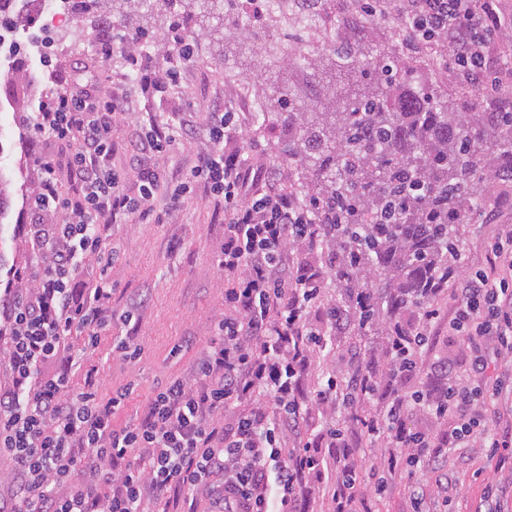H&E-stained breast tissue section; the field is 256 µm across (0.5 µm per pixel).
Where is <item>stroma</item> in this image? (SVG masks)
I'll return each mask as SVG.
<instances>
[{
    "instance_id": "1",
    "label": "stroma",
    "mask_w": 512,
    "mask_h": 512,
    "mask_svg": "<svg viewBox=\"0 0 512 512\" xmlns=\"http://www.w3.org/2000/svg\"><path fill=\"white\" fill-rule=\"evenodd\" d=\"M284 16L254 18L246 0H226L224 25L220 32L202 29L195 14L182 7L154 10L148 24L149 34L135 41L136 24L123 20L121 9H113L112 26L104 28L97 13L88 11L77 18L74 28L61 27L54 43V65L64 70L73 88L88 86L98 97H126L130 110L114 124L116 148L109 160L124 175L123 189L136 194L140 168L132 163L124 149L127 137L153 123L178 128L185 121L195 128L189 138H177L170 149L154 155L149 165L158 170L165 187L155 199V210L162 216L158 224H117L111 229L112 244L120 252L118 261L108 270L112 282L114 312L125 311L133 300H141L137 315V340L142 348L139 359L123 360L113 350L118 326H106L97 346L84 348L80 362L71 372V383L84 384L87 370L112 387L133 384L134 392L114 419L116 425L138 421L153 392L168 379H195V363L204 349L212 327L224 318V271L217 254L224 243V214L214 203L206 187L197 186L193 196L179 205H171L169 187L183 179L209 147L205 116L212 104H225L239 117L237 146L261 163L280 169L295 193L303 191V170L290 149L296 138L293 112L306 105L326 101L329 91L321 76L322 68L352 56L363 69H371L383 51L396 53L415 85L430 88L438 97L449 98L465 110L484 111L481 96L469 85L460 83L441 49L407 41L406 33L393 15L368 18L359 0H316L305 6L302 0H287ZM318 30H311L310 20ZM43 22L30 19L16 31L25 45L22 66L34 77L30 88L12 91L0 80V179L11 185L9 211L0 221V291L13 272H29L33 266L27 241L32 222L28 194L36 181L35 158L39 152L53 153L61 178L69 176L70 152L43 141L31 144L24 127L18 123L17 102L34 111L42 94L49 89L48 68L40 62V50L33 42ZM189 35L193 61L178 65V78L165 96H147L139 86L127 80L121 53L103 55V31L122 43L137 42L147 63L162 61L163 51L174 28ZM260 52L269 69L265 73H245L240 58ZM281 99L278 108L269 103ZM495 199L481 202L471 223L461 225L460 263L465 270L486 269V249L498 225L512 224V187L497 188ZM189 340L188 348L174 352L180 340ZM385 338L381 332L360 336L348 332L328 343L327 353L317 354L307 376L305 389L313 391L327 378L329 371L350 376L358 366L379 361ZM376 401L367 400L337 408L336 425L358 448L366 467L359 485L358 512H414L407 480L400 474H384L385 491H378L371 468L379 462L384 449L364 436L361 420L375 411ZM447 488L430 486L422 505L424 512H512V447L490 453L488 449L452 448L446 462Z\"/></svg>"
}]
</instances>
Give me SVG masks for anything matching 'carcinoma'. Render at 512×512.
<instances>
[{"mask_svg": "<svg viewBox=\"0 0 512 512\" xmlns=\"http://www.w3.org/2000/svg\"><path fill=\"white\" fill-rule=\"evenodd\" d=\"M0 0V31L17 14ZM343 83L329 112L299 113L292 156L321 210V248L359 330L388 335L426 281L460 254L458 226L482 183L512 157V112H461L405 83L397 57L373 72L335 65Z\"/></svg>", "mask_w": 512, "mask_h": 512, "instance_id": "carcinoma-1", "label": "carcinoma"}]
</instances>
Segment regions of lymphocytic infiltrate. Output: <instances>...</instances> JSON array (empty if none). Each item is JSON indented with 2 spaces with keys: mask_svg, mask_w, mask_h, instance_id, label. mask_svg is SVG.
<instances>
[{
  "mask_svg": "<svg viewBox=\"0 0 512 512\" xmlns=\"http://www.w3.org/2000/svg\"><path fill=\"white\" fill-rule=\"evenodd\" d=\"M363 6L372 16L395 12L412 40L437 41L490 111H503L488 56L504 23L491 0H364ZM121 52L143 93L168 92L173 69L140 63L129 46ZM49 79L51 88L23 124L31 140L69 148L77 193L62 192L54 156L41 154L30 229L39 265L0 306L9 367V381L0 386V455L13 461L0 512H180L201 493L209 512H299L300 500L318 489L332 512H356L362 459L340 428L309 437L307 418L312 406L332 412L360 398L379 404L363 432L388 447L380 462L388 473L404 465L436 473L448 449L470 447L489 410L480 385L483 356L512 359V225H500L489 243L486 270L471 274L452 265L431 281L381 369L364 367L345 382L331 377L306 393L313 356L328 337L345 335L350 315L331 308L324 322L312 319L326 286L313 264L320 218L292 194L284 175L229 149L238 126L226 111L210 113L209 149L170 191L178 204L202 181L224 209L218 259L224 319L196 362L195 383L169 380L139 422L122 428L112 419L132 386L107 388L90 371L73 391L70 375L81 353L68 340L78 333L96 346L112 301L106 271L117 255L109 231L153 217L162 177L143 170L137 194L124 193L122 173L108 162L124 99L101 101L92 90L70 89L56 68ZM91 265L100 275L88 282L80 273ZM448 285V326L462 333V350L472 358L465 376L453 356L421 363L441 317L432 301ZM420 375L421 389L405 395V384ZM413 412L429 422L428 430L405 427ZM289 434L304 442L287 453L282 441ZM321 446L337 451L333 475L323 472ZM78 475L87 486L71 487Z\"/></svg>",
  "mask_w": 512,
  "mask_h": 512,
  "instance_id": "f902f5d3",
  "label": "lymphocytic infiltrate"
}]
</instances>
